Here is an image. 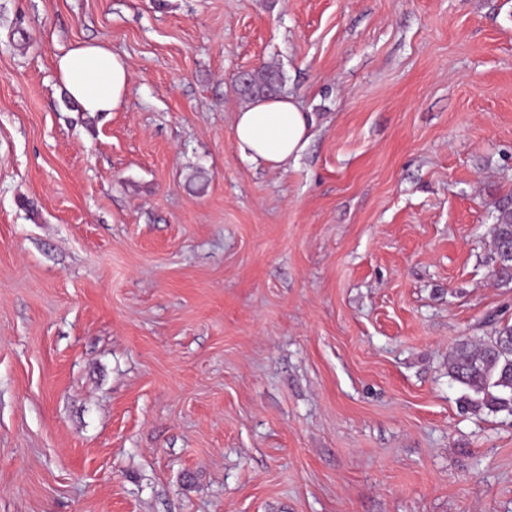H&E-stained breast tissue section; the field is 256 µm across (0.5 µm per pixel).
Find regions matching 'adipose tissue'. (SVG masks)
Returning <instances> with one entry per match:
<instances>
[{
  "label": "adipose tissue",
  "mask_w": 512,
  "mask_h": 512,
  "mask_svg": "<svg viewBox=\"0 0 512 512\" xmlns=\"http://www.w3.org/2000/svg\"><path fill=\"white\" fill-rule=\"evenodd\" d=\"M61 86L86 112H113L126 103L131 74L104 44L82 42L56 55ZM312 118L290 97H262L240 108L233 136L240 152L275 169L297 160L311 137Z\"/></svg>",
  "instance_id": "adipose-tissue-1"
}]
</instances>
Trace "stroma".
<instances>
[{"label":"stroma","instance_id":"35a3bbf8","mask_svg":"<svg viewBox=\"0 0 512 512\" xmlns=\"http://www.w3.org/2000/svg\"><path fill=\"white\" fill-rule=\"evenodd\" d=\"M102 41L127 104L55 54ZM311 113L243 156L239 74ZM512 0H0V512H512ZM61 86L84 112H114L126 103L131 74L104 44L82 42L55 56ZM494 253L498 264L497 273L500 278L512 280V254L501 247V242L512 238V210L502 209L492 227ZM448 373L467 391L466 405L512 415V325L485 344L459 341L448 355Z\"/></svg>","mask_w":512,"mask_h":512}]
</instances>
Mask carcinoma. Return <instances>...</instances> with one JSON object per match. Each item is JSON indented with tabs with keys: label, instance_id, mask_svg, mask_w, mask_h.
Returning a JSON list of instances; mask_svg holds the SVG:
<instances>
[{
	"label": "carcinoma",
	"instance_id": "1",
	"mask_svg": "<svg viewBox=\"0 0 512 512\" xmlns=\"http://www.w3.org/2000/svg\"><path fill=\"white\" fill-rule=\"evenodd\" d=\"M279 80L275 70L262 67L250 75L243 91L251 97H264ZM492 237L497 273L502 279L512 280V254L501 247V242L512 239V210L500 211ZM448 373L464 386L466 405L512 415V325L500 329L485 344L459 341L448 355Z\"/></svg>",
	"mask_w": 512,
	"mask_h": 512
}]
</instances>
